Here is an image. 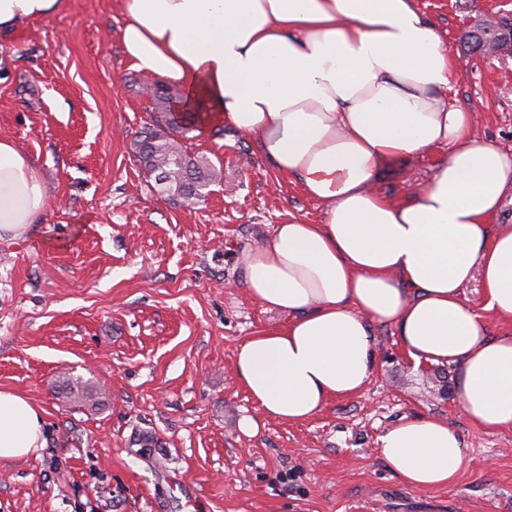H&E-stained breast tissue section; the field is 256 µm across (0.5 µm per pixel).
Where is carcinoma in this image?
Returning <instances> with one entry per match:
<instances>
[{
    "mask_svg": "<svg viewBox=\"0 0 512 512\" xmlns=\"http://www.w3.org/2000/svg\"><path fill=\"white\" fill-rule=\"evenodd\" d=\"M153 124L137 136L138 160L158 170H168L170 182L160 186L169 199L190 202L205 196V190L218 180V172L204 155L187 150L185 140L195 130L198 107L180 110L170 89L164 88L153 97ZM63 393L78 403L95 402L94 390L73 378L62 377Z\"/></svg>",
    "mask_w": 512,
    "mask_h": 512,
    "instance_id": "1",
    "label": "carcinoma"
}]
</instances>
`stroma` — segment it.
Wrapping results in <instances>:
<instances>
[{"label":"stroma","mask_w":512,"mask_h":512,"mask_svg":"<svg viewBox=\"0 0 512 512\" xmlns=\"http://www.w3.org/2000/svg\"><path fill=\"white\" fill-rule=\"evenodd\" d=\"M455 58L448 99L476 113V137L512 146V57L466 53L478 16L512 18V0H416ZM120 0H70L67 12L0 34V138L33 161L47 207L0 240V390L43 412L44 446L0 460V512H512V430L463 415L453 367L415 364L392 327L375 324V373L312 420L267 416L234 360L287 313L253 299L242 255L324 209L277 174L255 140L218 123L187 143L222 172L205 199L163 202L136 162L151 121L149 85L120 40ZM447 148L385 171L382 194L423 187ZM91 383L96 407L65 402L60 373ZM453 425L468 464L421 491L379 455L402 418ZM255 428L243 432L242 419Z\"/></svg>","instance_id":"stroma-1"}]
</instances>
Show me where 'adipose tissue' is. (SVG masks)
Listing matches in <instances>:
<instances>
[{
    "label": "adipose tissue",
    "mask_w": 512,
    "mask_h": 512,
    "mask_svg": "<svg viewBox=\"0 0 512 512\" xmlns=\"http://www.w3.org/2000/svg\"><path fill=\"white\" fill-rule=\"evenodd\" d=\"M132 68L179 84L210 116L255 138L296 177L325 221L276 225L242 257L249 294L289 315L240 346L236 375L266 415L313 419L374 374L371 327L394 328L415 363L448 364L468 421L512 430V224L495 223L512 191V150L476 138V115L445 92L454 56L415 0H121ZM68 0H0V31L63 12ZM447 145L425 187L380 194L388 168ZM47 195L26 153L0 139V239L25 233ZM480 276L490 335L460 299ZM44 419L0 390V459L43 445ZM379 452L423 491L466 465L448 421L389 427Z\"/></svg>",
    "instance_id": "obj_1"
}]
</instances>
